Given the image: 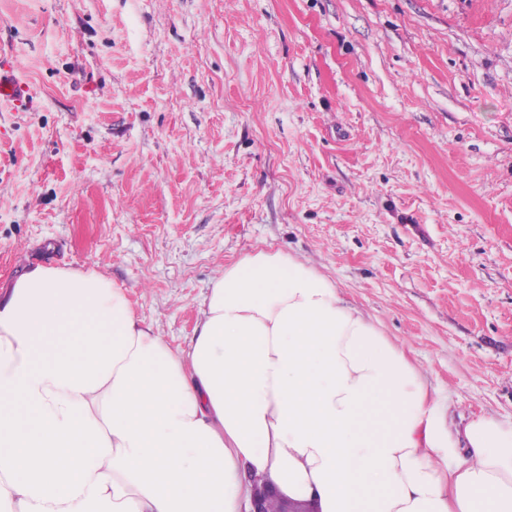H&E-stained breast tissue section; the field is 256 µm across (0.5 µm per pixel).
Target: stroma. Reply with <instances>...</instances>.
<instances>
[{
  "instance_id": "35a3bbf8",
  "label": "stroma",
  "mask_w": 512,
  "mask_h": 512,
  "mask_svg": "<svg viewBox=\"0 0 512 512\" xmlns=\"http://www.w3.org/2000/svg\"><path fill=\"white\" fill-rule=\"evenodd\" d=\"M0 289L98 270L171 344L219 266L316 261L512 422V0H0ZM28 86L21 82L15 73V67L0 64V102L11 101L22 105L28 98Z\"/></svg>"
}]
</instances>
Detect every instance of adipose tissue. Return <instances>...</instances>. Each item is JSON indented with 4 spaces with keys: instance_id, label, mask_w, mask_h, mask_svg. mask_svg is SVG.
<instances>
[{
    "instance_id": "obj_1",
    "label": "adipose tissue",
    "mask_w": 512,
    "mask_h": 512,
    "mask_svg": "<svg viewBox=\"0 0 512 512\" xmlns=\"http://www.w3.org/2000/svg\"><path fill=\"white\" fill-rule=\"evenodd\" d=\"M512 512V423L458 420L409 349L311 261L211 280L171 347L93 270L0 298V512ZM271 500H277L280 503L279 512H299L310 510L303 505L294 506L295 502L280 498L273 489L268 488L264 484L260 485L255 483L249 503L250 510L248 512H269V503Z\"/></svg>"
}]
</instances>
